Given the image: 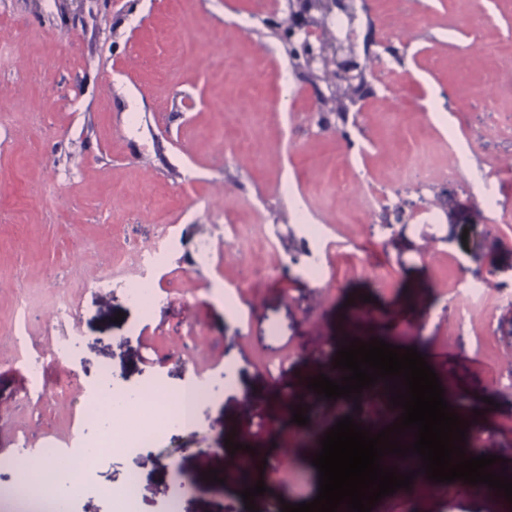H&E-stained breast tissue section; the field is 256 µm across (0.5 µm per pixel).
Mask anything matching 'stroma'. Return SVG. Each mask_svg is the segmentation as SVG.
Instances as JSON below:
<instances>
[{"label": "stroma", "instance_id": "35a3bbf8", "mask_svg": "<svg viewBox=\"0 0 512 512\" xmlns=\"http://www.w3.org/2000/svg\"><path fill=\"white\" fill-rule=\"evenodd\" d=\"M269 2L0 0V512H45L15 454L95 443L83 410L104 385L188 374L210 392L194 429L103 455L74 512H113L132 476L136 512H168L187 481L184 512H226L241 439L289 455L254 458L257 512L313 500L311 458L356 404L319 398L300 425L286 402L350 329L439 358L468 437L512 475V0H351L370 90L342 114L318 98L332 74L290 51L300 0ZM161 237L148 309L125 291ZM64 334L78 387L24 399L25 359Z\"/></svg>", "mask_w": 512, "mask_h": 512}]
</instances>
